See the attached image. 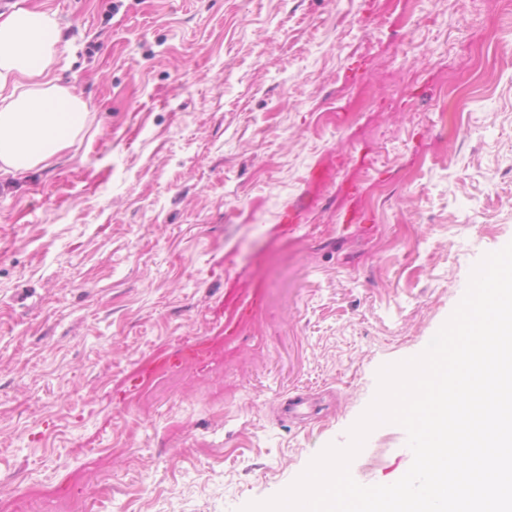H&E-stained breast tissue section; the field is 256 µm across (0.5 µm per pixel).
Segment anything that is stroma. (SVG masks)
<instances>
[{"instance_id": "1", "label": "stroma", "mask_w": 512, "mask_h": 512, "mask_svg": "<svg viewBox=\"0 0 512 512\" xmlns=\"http://www.w3.org/2000/svg\"><path fill=\"white\" fill-rule=\"evenodd\" d=\"M46 3L90 122L0 187V512L104 479L101 512H241L347 446L379 369L420 354L512 242V11ZM252 273L263 299L223 360L126 396L160 349L220 335L228 281ZM406 441L376 427L353 479H400Z\"/></svg>"}]
</instances>
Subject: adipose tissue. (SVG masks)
<instances>
[{"mask_svg": "<svg viewBox=\"0 0 512 512\" xmlns=\"http://www.w3.org/2000/svg\"><path fill=\"white\" fill-rule=\"evenodd\" d=\"M62 53L49 7L18 2L0 15V177L51 166L86 129V103L57 75Z\"/></svg>", "mask_w": 512, "mask_h": 512, "instance_id": "1", "label": "adipose tissue"}]
</instances>
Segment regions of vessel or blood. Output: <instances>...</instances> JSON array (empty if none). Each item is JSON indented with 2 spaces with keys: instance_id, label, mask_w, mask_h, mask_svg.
Returning <instances> with one entry per match:
<instances>
[{
  "instance_id": "1",
  "label": "vessel or blood",
  "mask_w": 512,
  "mask_h": 512,
  "mask_svg": "<svg viewBox=\"0 0 512 512\" xmlns=\"http://www.w3.org/2000/svg\"><path fill=\"white\" fill-rule=\"evenodd\" d=\"M261 302V292L253 277L240 276L230 283L229 295L225 302L228 313L224 324L223 337L197 340L183 344L175 350L162 353L157 362L145 364L129 381L130 391H138L151 378L157 367L176 368L185 358L199 354L216 356L223 354L227 342L238 334L241 325L249 319Z\"/></svg>"
}]
</instances>
